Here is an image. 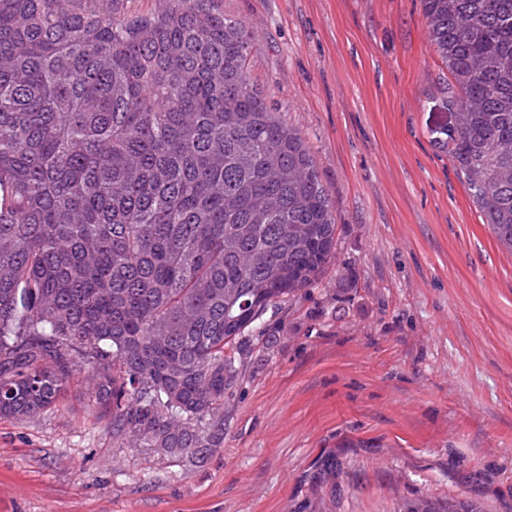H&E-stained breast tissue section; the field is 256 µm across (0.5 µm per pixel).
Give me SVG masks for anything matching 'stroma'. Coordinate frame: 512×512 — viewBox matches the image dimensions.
<instances>
[{"instance_id":"1","label":"stroma","mask_w":512,"mask_h":512,"mask_svg":"<svg viewBox=\"0 0 512 512\" xmlns=\"http://www.w3.org/2000/svg\"><path fill=\"white\" fill-rule=\"evenodd\" d=\"M252 82L300 130L335 257L239 344L206 462L115 447L91 370L0 420V512H512V253L448 155L420 0H224Z\"/></svg>"}]
</instances>
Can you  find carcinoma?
Listing matches in <instances>:
<instances>
[{
    "instance_id": "obj_1",
    "label": "carcinoma",
    "mask_w": 512,
    "mask_h": 512,
    "mask_svg": "<svg viewBox=\"0 0 512 512\" xmlns=\"http://www.w3.org/2000/svg\"><path fill=\"white\" fill-rule=\"evenodd\" d=\"M114 2L0 0V419L84 362L113 438L202 463L240 338L330 265L335 205L224 0ZM420 2L444 145L512 252V0Z\"/></svg>"
}]
</instances>
